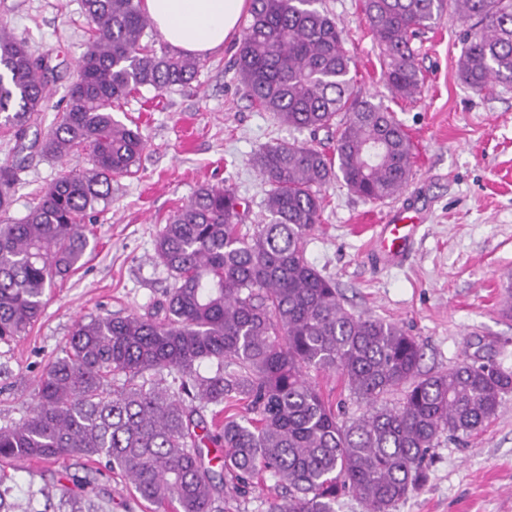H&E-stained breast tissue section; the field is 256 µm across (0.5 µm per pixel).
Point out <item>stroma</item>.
<instances>
[{
  "mask_svg": "<svg viewBox=\"0 0 512 512\" xmlns=\"http://www.w3.org/2000/svg\"><path fill=\"white\" fill-rule=\"evenodd\" d=\"M360 4L320 0L319 6L349 33L355 88L389 106L409 134L412 176L398 197L381 202L364 200L339 180L326 185L327 206L306 257L335 281L352 312L398 323L416 336L422 370L445 371L476 357L512 371V317L501 311L503 285L512 278V88L477 92L460 82L463 22L448 11L414 42L421 96L411 102L394 97ZM1 18L32 50L53 54L56 70L40 114L42 127H49L66 104L85 50L81 0H0ZM237 46L233 37L200 57L188 87L144 90L114 107L116 119L139 126L146 148L133 174L113 179L112 202L92 227L93 250L84 265L48 292L26 334L0 342V425L26 415L39 376L63 356L75 322L141 314L163 299L170 279L156 259V234L200 186H227L247 201L243 231L260 220L267 186L252 156L309 134L251 104L231 64ZM60 169L58 161L29 151L9 218H23ZM397 208L424 212L427 220L407 258L389 265L373 252L372 241ZM89 466L73 457L1 468L13 489L11 512H24L33 491L37 512H43L45 492L84 496ZM93 491L103 512H155L119 476H99ZM396 512H512V392L499 415L466 444L444 441L435 448L427 484Z\"/></svg>",
  "mask_w": 512,
  "mask_h": 512,
  "instance_id": "obj_1",
  "label": "stroma"
}]
</instances>
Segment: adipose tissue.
Segmentation results:
<instances>
[{
  "instance_id": "adipose-tissue-1",
  "label": "adipose tissue",
  "mask_w": 512,
  "mask_h": 512,
  "mask_svg": "<svg viewBox=\"0 0 512 512\" xmlns=\"http://www.w3.org/2000/svg\"><path fill=\"white\" fill-rule=\"evenodd\" d=\"M143 7L172 49L204 56L238 28L247 0H143Z\"/></svg>"
}]
</instances>
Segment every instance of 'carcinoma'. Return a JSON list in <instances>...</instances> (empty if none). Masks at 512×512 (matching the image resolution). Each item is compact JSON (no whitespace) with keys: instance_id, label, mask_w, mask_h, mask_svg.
<instances>
[{"instance_id":"1","label":"carcinoma","mask_w":512,"mask_h":512,"mask_svg":"<svg viewBox=\"0 0 512 512\" xmlns=\"http://www.w3.org/2000/svg\"><path fill=\"white\" fill-rule=\"evenodd\" d=\"M141 2L81 0L90 37L76 80L58 120L28 144L50 54L32 52L0 19V127L15 141L13 160L0 165V212L13 201L25 150L62 161L88 155V166L61 170L22 219L0 220V340L25 333L47 288L82 266L92 250L87 224L111 201L112 178L131 173L145 148L140 129L112 108L142 88L185 87L198 73L196 58L143 42L150 20ZM317 2L251 0L238 43L235 72L251 103L309 132L253 156L269 186L260 223L241 232V199L224 186H202L178 207L155 240L171 279L165 299L144 314L78 321L28 413L0 426V463L93 459L171 512H224L226 478L242 488L274 480L281 494L268 512H336L347 493L365 512H395L426 484L441 438L460 440L497 417L511 372L465 359L422 373L415 337L350 312L306 258L323 187L341 180L384 201L408 184L413 155L394 113L355 90L347 34ZM447 8L467 24L462 83L511 87L512 0H363L392 93L420 95L412 42ZM311 371L336 374L366 411L338 410ZM399 388L402 401L388 405ZM59 500L69 512L101 509L65 491Z\"/></svg>"}]
</instances>
